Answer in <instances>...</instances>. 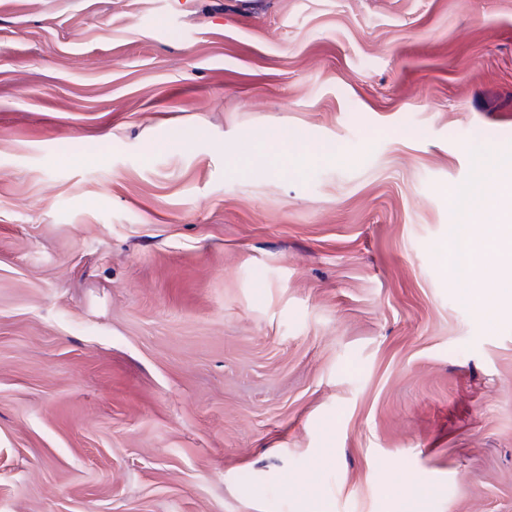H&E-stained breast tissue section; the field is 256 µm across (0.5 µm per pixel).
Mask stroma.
<instances>
[{"instance_id":"stroma-1","label":"stroma","mask_w":512,"mask_h":512,"mask_svg":"<svg viewBox=\"0 0 512 512\" xmlns=\"http://www.w3.org/2000/svg\"><path fill=\"white\" fill-rule=\"evenodd\" d=\"M481 147L512 0H0V512H512ZM470 235L469 224H456L451 226V237L456 245L455 271L459 278V285L468 288L478 263L475 254L467 248L466 239Z\"/></svg>"}]
</instances>
